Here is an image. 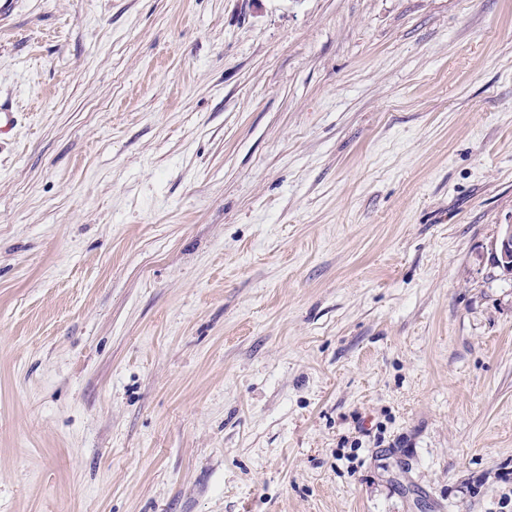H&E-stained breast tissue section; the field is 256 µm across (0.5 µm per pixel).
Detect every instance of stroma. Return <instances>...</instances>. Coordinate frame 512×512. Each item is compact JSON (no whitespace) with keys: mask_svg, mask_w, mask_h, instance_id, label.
Segmentation results:
<instances>
[{"mask_svg":"<svg viewBox=\"0 0 512 512\" xmlns=\"http://www.w3.org/2000/svg\"><path fill=\"white\" fill-rule=\"evenodd\" d=\"M0 101V512H512V0H9ZM494 260L506 273H512V224L504 225L501 238L495 247Z\"/></svg>","mask_w":512,"mask_h":512,"instance_id":"35a3bbf8","label":"stroma"}]
</instances>
